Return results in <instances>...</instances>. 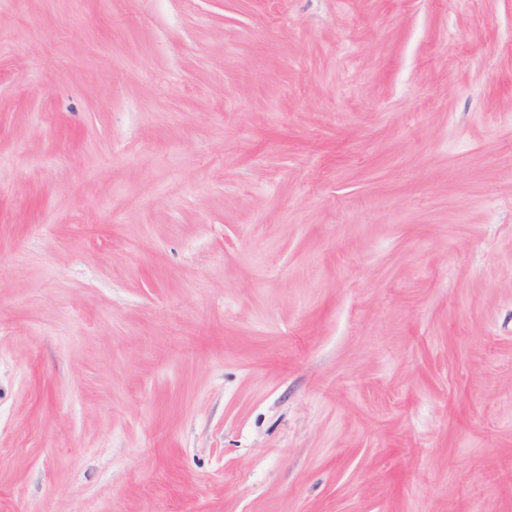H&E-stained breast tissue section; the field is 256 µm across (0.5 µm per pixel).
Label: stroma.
<instances>
[{
	"label": "stroma",
	"mask_w": 512,
	"mask_h": 512,
	"mask_svg": "<svg viewBox=\"0 0 512 512\" xmlns=\"http://www.w3.org/2000/svg\"><path fill=\"white\" fill-rule=\"evenodd\" d=\"M0 512H512V0H0Z\"/></svg>",
	"instance_id": "obj_1"
}]
</instances>
